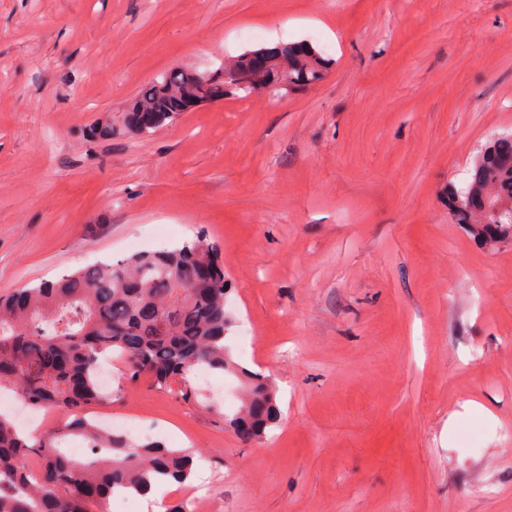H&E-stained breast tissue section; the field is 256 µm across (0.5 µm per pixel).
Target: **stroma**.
Returning a JSON list of instances; mask_svg holds the SVG:
<instances>
[{
    "instance_id": "1",
    "label": "stroma",
    "mask_w": 512,
    "mask_h": 512,
    "mask_svg": "<svg viewBox=\"0 0 512 512\" xmlns=\"http://www.w3.org/2000/svg\"><path fill=\"white\" fill-rule=\"evenodd\" d=\"M308 41L325 78L112 138L174 68ZM512 131V0H0V294L205 230L266 436L112 369L90 417L195 451L218 512H512V240L448 207Z\"/></svg>"
}]
</instances>
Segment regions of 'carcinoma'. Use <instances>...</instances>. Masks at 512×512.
<instances>
[{
	"instance_id": "cac0c4a2",
	"label": "carcinoma",
	"mask_w": 512,
	"mask_h": 512,
	"mask_svg": "<svg viewBox=\"0 0 512 512\" xmlns=\"http://www.w3.org/2000/svg\"><path fill=\"white\" fill-rule=\"evenodd\" d=\"M326 67L317 48L303 42L248 50L210 72L172 68L130 100L119 126L101 123L92 134H151L203 102L258 91L279 96L321 80ZM484 194L503 205L508 235L512 134L480 150L467 186L451 193L458 223H482L466 200ZM217 252L200 229L173 248L96 262L0 298V390L35 409L73 416L62 431L29 435L0 411V512H105L106 500L119 491L138 494L165 479L190 481L191 451L102 433L80 412L112 399L98 382L99 360L112 352L127 363L130 379L148 375L183 400L197 396L199 371L236 377L240 404L224 414V423L246 441L276 424L275 385L237 363L226 345L232 317ZM70 436L84 440L92 456L65 455L62 443ZM33 454L42 460L37 471L28 468Z\"/></svg>"
}]
</instances>
